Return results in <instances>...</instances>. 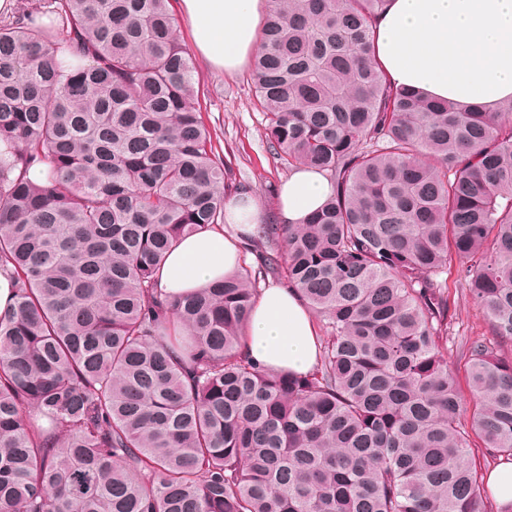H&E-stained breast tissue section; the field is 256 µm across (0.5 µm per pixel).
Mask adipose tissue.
Here are the masks:
<instances>
[{"mask_svg": "<svg viewBox=\"0 0 512 512\" xmlns=\"http://www.w3.org/2000/svg\"><path fill=\"white\" fill-rule=\"evenodd\" d=\"M261 0H180L193 47L211 67L232 75L260 49ZM372 28L387 79L463 107L512 99V0H389ZM334 192L325 175L296 167L280 186L277 217L305 223ZM250 191L224 197V227L183 237L167 254L156 286L165 294L207 287L235 270L240 241L264 223ZM243 353L266 368L303 374L316 361L314 317L297 290L260 291Z\"/></svg>", "mask_w": 512, "mask_h": 512, "instance_id": "1", "label": "adipose tissue"}]
</instances>
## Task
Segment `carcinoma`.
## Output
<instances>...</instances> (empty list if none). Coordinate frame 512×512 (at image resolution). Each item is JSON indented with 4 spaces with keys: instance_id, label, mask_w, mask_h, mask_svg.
Returning <instances> with one entry per match:
<instances>
[{
    "instance_id": "carcinoma-1",
    "label": "carcinoma",
    "mask_w": 512,
    "mask_h": 512,
    "mask_svg": "<svg viewBox=\"0 0 512 512\" xmlns=\"http://www.w3.org/2000/svg\"><path fill=\"white\" fill-rule=\"evenodd\" d=\"M387 2L269 0L268 148L334 195L259 225L258 266L173 297L156 273L224 223V158L170 0H36L0 24V512H484L474 448L512 457V101L392 85ZM453 263L492 336L465 345L469 408ZM269 274L326 332L305 375L242 354ZM448 351L445 353L448 367L457 375L463 390L464 402L469 403L470 394L466 382V360L456 349L458 336H466L470 341L491 338L488 323L483 312L474 306L467 294L458 285L457 268L448 267Z\"/></svg>"
}]
</instances>
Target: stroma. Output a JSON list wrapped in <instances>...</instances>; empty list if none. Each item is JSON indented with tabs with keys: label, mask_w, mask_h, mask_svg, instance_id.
<instances>
[{
	"label": "stroma",
	"mask_w": 512,
	"mask_h": 512,
	"mask_svg": "<svg viewBox=\"0 0 512 512\" xmlns=\"http://www.w3.org/2000/svg\"><path fill=\"white\" fill-rule=\"evenodd\" d=\"M195 86L205 124L216 131L224 153V187L232 191L244 188L258 194L268 220H275L276 192L289 174L276 163L267 149L265 120L254 107V89L250 68L234 75L195 63ZM448 329L446 359L458 380L466 378V364L456 348L459 337L485 340L490 336L483 312L474 306L458 284L456 267H449Z\"/></svg>",
	"instance_id": "obj_1"
}]
</instances>
